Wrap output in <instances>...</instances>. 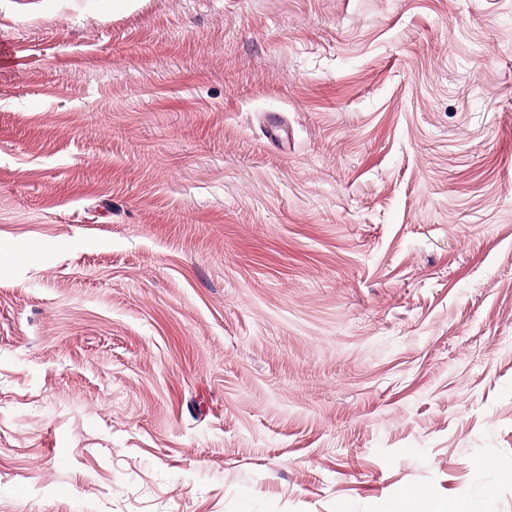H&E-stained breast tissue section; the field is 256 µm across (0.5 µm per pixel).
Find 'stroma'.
I'll return each instance as SVG.
<instances>
[{"mask_svg": "<svg viewBox=\"0 0 512 512\" xmlns=\"http://www.w3.org/2000/svg\"><path fill=\"white\" fill-rule=\"evenodd\" d=\"M411 487L512 512V0H0V512Z\"/></svg>", "mask_w": 512, "mask_h": 512, "instance_id": "1", "label": "stroma"}]
</instances>
